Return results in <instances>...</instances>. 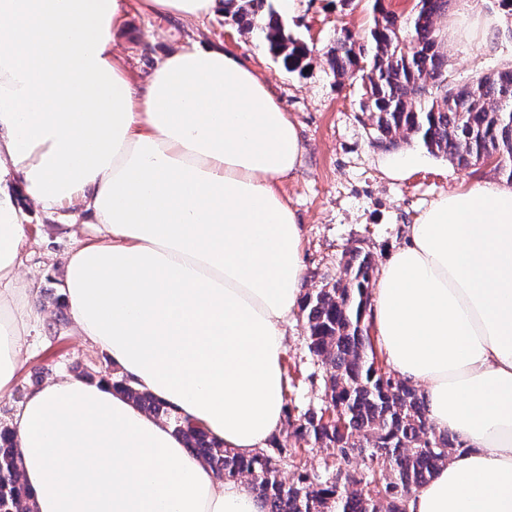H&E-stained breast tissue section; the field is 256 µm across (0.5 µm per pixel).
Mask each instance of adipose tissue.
<instances>
[{"mask_svg":"<svg viewBox=\"0 0 512 512\" xmlns=\"http://www.w3.org/2000/svg\"><path fill=\"white\" fill-rule=\"evenodd\" d=\"M200 22L218 0H137ZM128 0H0V398L33 327L27 215L69 206L97 227L65 260L75 331L129 384L243 455L284 420V327L300 304L302 228L276 183L296 123L219 45L179 48L135 82L113 37ZM373 329L462 442L408 512H512V185L440 197L382 267ZM36 512H263L110 382L64 377L12 423Z\"/></svg>","mask_w":512,"mask_h":512,"instance_id":"ef3b65f1","label":"adipose tissue"}]
</instances>
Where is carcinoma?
Segmentation results:
<instances>
[{"label":"carcinoma","mask_w":512,"mask_h":512,"mask_svg":"<svg viewBox=\"0 0 512 512\" xmlns=\"http://www.w3.org/2000/svg\"><path fill=\"white\" fill-rule=\"evenodd\" d=\"M450 0H418L410 22L385 16L374 0L366 41L349 32L336 37L328 61L336 78L360 77L368 86L376 143L395 147L416 139L435 156L460 167L499 157L497 173L512 182V69L463 85L448 72L439 23ZM224 13L246 32L261 28L269 50L284 64L301 67L308 48L288 35L267 0H224ZM344 274L307 294L300 308L307 348L321 363L316 383L321 405L288 420L298 447L242 456L214 440L146 391L117 376L113 385L137 407L170 426L218 477L248 481L268 512H407L410 494L423 486L463 447L429 423L426 396L390 367L375 363L371 336L373 252L362 244L343 253ZM332 450L321 474L295 465L291 482L281 479L289 462L313 448ZM362 458L350 483L345 465ZM0 512H34L22 482L13 430L0 428Z\"/></svg>","instance_id":"carcinoma-1"}]
</instances>
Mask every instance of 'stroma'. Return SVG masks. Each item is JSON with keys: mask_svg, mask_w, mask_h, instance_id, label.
Segmentation results:
<instances>
[{"mask_svg": "<svg viewBox=\"0 0 512 512\" xmlns=\"http://www.w3.org/2000/svg\"><path fill=\"white\" fill-rule=\"evenodd\" d=\"M293 37L309 49L307 66L288 71L274 59L261 31L242 32L223 10L202 22L156 17L130 10L114 44L137 80H145L155 60L169 49L202 42L223 45L267 81L299 126L304 146L302 164L279 182V193L295 210L303 228L302 257L305 278L302 292L319 288L342 270L341 256L356 239L365 240L377 265H384L402 244L406 225L417 223L441 195L487 182L500 175L476 164L461 168L434 156L417 141L398 148L378 146L371 137L369 113L363 107L359 80H336L327 52L338 30L362 40L372 24L371 0H270ZM463 0H452L440 27L448 53L449 70L456 82L480 73L512 68V40L482 38L462 21ZM407 164L401 178L388 174L392 164ZM20 203L31 216L30 247L23 275L32 291L29 300L48 313L47 324L28 336L24 362L10 396L0 399V427L10 425L21 402L36 388L59 376L90 372L94 379L115 375L107 355L77 336L72 326L50 330L63 308L61 272L75 239L93 236L90 224L78 225L77 238L61 231L71 221V210L43 211L28 196ZM286 353L282 368L292 385V414L318 405L311 384L320 367L310 355L300 314L285 327Z\"/></svg>", "mask_w": 512, "mask_h": 512, "instance_id": "obj_1", "label": "stroma"}]
</instances>
